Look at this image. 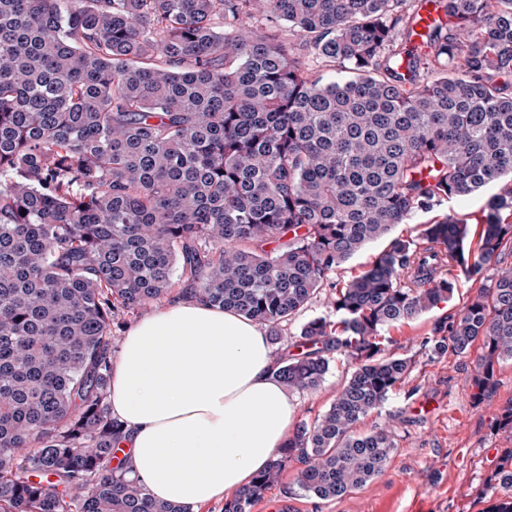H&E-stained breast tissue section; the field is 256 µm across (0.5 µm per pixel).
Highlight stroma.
Segmentation results:
<instances>
[{"mask_svg": "<svg viewBox=\"0 0 512 512\" xmlns=\"http://www.w3.org/2000/svg\"><path fill=\"white\" fill-rule=\"evenodd\" d=\"M501 189L495 182L466 198L444 201L431 212L415 213L390 235L419 238L426 224L445 216L474 222L487 199ZM450 275L456 290L449 301L384 331L390 339L386 355L415 361L406 380L356 426L364 433L393 424L396 448L384 474L343 498L321 501L300 490L289 469L253 512H414L419 503L424 512H478L475 496L487 481L492 460L500 449L512 448V432L494 425L500 409L512 403V360L496 365L495 389L477 401L472 387L475 353L436 356L421 348V339L433 336L438 323L456 314L477 289L458 269ZM351 370L347 358L334 353L322 385L293 394L295 420L310 421L324 413Z\"/></svg>", "mask_w": 512, "mask_h": 512, "instance_id": "stroma-1", "label": "stroma"}]
</instances>
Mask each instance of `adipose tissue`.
Listing matches in <instances>:
<instances>
[{
    "mask_svg": "<svg viewBox=\"0 0 512 512\" xmlns=\"http://www.w3.org/2000/svg\"><path fill=\"white\" fill-rule=\"evenodd\" d=\"M108 401L132 477L193 508L248 485L287 445L294 412L266 331L182 296L127 330Z\"/></svg>",
    "mask_w": 512,
    "mask_h": 512,
    "instance_id": "adipose-tissue-1",
    "label": "adipose tissue"
}]
</instances>
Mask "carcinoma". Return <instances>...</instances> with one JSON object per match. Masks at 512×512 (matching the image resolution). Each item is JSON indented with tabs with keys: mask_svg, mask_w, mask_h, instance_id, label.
<instances>
[{
	"mask_svg": "<svg viewBox=\"0 0 512 512\" xmlns=\"http://www.w3.org/2000/svg\"><path fill=\"white\" fill-rule=\"evenodd\" d=\"M0 0V512H190L112 467V324L182 292L266 327L324 285L342 315L274 350L288 392L353 366L329 409L224 512L281 480L339 499L384 472L388 426L357 423L412 371L382 331L481 282L422 346L464 355L481 400L512 359V185L480 229L449 216L329 275L416 211L512 177V0ZM288 22L286 37L245 26ZM315 56L353 76L323 84ZM479 512H512V448Z\"/></svg>",
	"mask_w": 512,
	"mask_h": 512,
	"instance_id": "cac0c4a2",
	"label": "carcinoma"
}]
</instances>
